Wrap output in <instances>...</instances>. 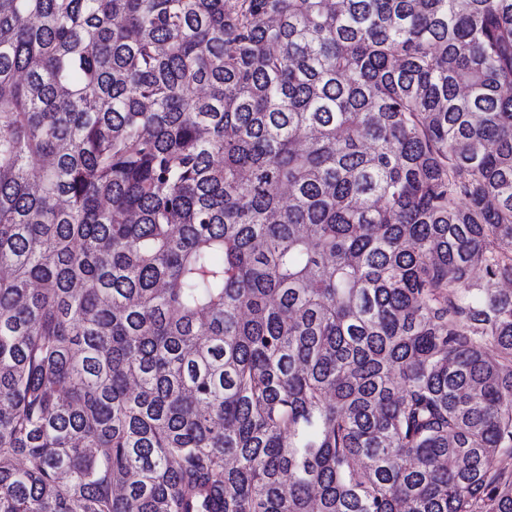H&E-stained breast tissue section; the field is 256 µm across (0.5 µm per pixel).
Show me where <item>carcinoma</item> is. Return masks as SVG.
I'll return each mask as SVG.
<instances>
[{"label": "carcinoma", "instance_id": "1", "mask_svg": "<svg viewBox=\"0 0 512 512\" xmlns=\"http://www.w3.org/2000/svg\"><path fill=\"white\" fill-rule=\"evenodd\" d=\"M0 268V512H512V0H0Z\"/></svg>", "mask_w": 512, "mask_h": 512}]
</instances>
